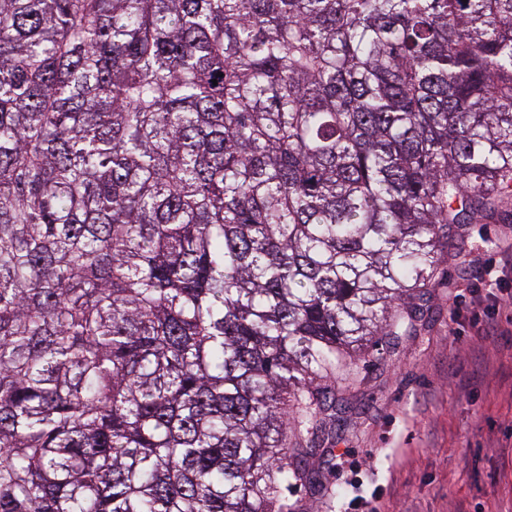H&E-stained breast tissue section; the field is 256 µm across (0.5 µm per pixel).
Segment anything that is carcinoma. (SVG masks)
Wrapping results in <instances>:
<instances>
[{"label":"carcinoma","instance_id":"carcinoma-1","mask_svg":"<svg viewBox=\"0 0 512 512\" xmlns=\"http://www.w3.org/2000/svg\"><path fill=\"white\" fill-rule=\"evenodd\" d=\"M511 223L512 0H0V512H293Z\"/></svg>","mask_w":512,"mask_h":512}]
</instances>
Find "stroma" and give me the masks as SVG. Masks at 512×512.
<instances>
[{"label": "stroma", "instance_id": "stroma-1", "mask_svg": "<svg viewBox=\"0 0 512 512\" xmlns=\"http://www.w3.org/2000/svg\"><path fill=\"white\" fill-rule=\"evenodd\" d=\"M511 239L512 224L471 225L468 272L449 263L416 333L332 383L348 406L320 443L321 485L288 494L296 512H512V322L472 293L485 270L512 289L494 264ZM493 318L497 331L478 333Z\"/></svg>", "mask_w": 512, "mask_h": 512}]
</instances>
